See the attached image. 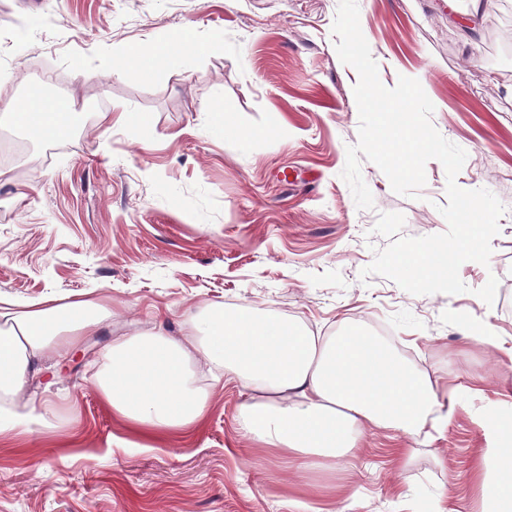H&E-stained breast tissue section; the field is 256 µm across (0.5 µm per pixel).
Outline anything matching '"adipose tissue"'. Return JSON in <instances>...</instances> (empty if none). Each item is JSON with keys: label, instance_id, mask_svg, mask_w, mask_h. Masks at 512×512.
Listing matches in <instances>:
<instances>
[{"label": "adipose tissue", "instance_id": "adipose-tissue-1", "mask_svg": "<svg viewBox=\"0 0 512 512\" xmlns=\"http://www.w3.org/2000/svg\"><path fill=\"white\" fill-rule=\"evenodd\" d=\"M8 108L20 127L51 137L67 131L61 117L69 102L34 96ZM110 315L93 299L0 303L1 437L57 429L55 416L17 402L30 361L50 349L61 354L79 347ZM104 359L95 377L99 394L136 435L157 441L169 430L195 427L207 394L193 367L212 365L251 392L240 413L244 433L307 471L335 473L370 431L409 437L444 431L454 412V396L438 379L411 370L362 331L323 339L296 322L246 309H205L184 335L138 334L113 343ZM510 443L512 427L499 429L481 461V482L491 488L484 512H512Z\"/></svg>", "mask_w": 512, "mask_h": 512}]
</instances>
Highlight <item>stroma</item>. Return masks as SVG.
I'll list each match as a JSON object with an SVG mask.
<instances>
[{"label": "stroma", "mask_w": 512, "mask_h": 512, "mask_svg": "<svg viewBox=\"0 0 512 512\" xmlns=\"http://www.w3.org/2000/svg\"><path fill=\"white\" fill-rule=\"evenodd\" d=\"M357 2L381 83L417 79L434 127L467 154L458 186L505 207L488 264L459 269L464 293L418 296L361 275L389 242L446 231L447 177L429 161L425 185L403 196L362 161L374 206L357 208L340 176L359 115L358 74L332 32L339 0H0V98H24L46 70L92 116L56 138L0 111V144L24 145L0 168V297L95 298L112 311L84 338L78 375L52 353L35 362L24 398L61 425L0 437V512H293L308 474L241 430L240 380L198 374L197 427L148 451L112 444L134 435L93 383L102 352L136 333L182 335L208 306L320 336L383 329L410 366L457 385L443 433H367L308 498L317 512H481L476 465L493 426L512 425V400L498 397L512 389V0ZM19 24L28 42L15 41ZM179 32L199 52L170 54L148 77L111 74L113 55ZM492 275L489 305L475 291ZM470 326L505 350L471 340ZM408 447L412 461L399 460Z\"/></svg>", "instance_id": "obj_1"}]
</instances>
